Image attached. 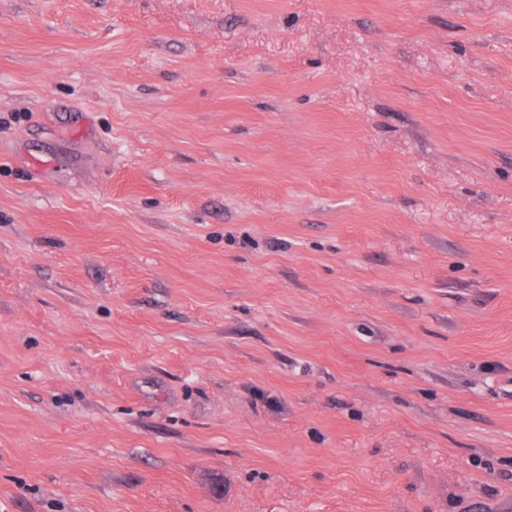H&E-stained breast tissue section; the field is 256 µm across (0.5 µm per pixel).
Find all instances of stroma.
I'll return each mask as SVG.
<instances>
[{"label":"stroma","instance_id":"1","mask_svg":"<svg viewBox=\"0 0 512 512\" xmlns=\"http://www.w3.org/2000/svg\"><path fill=\"white\" fill-rule=\"evenodd\" d=\"M0 512H512V0H0Z\"/></svg>","mask_w":512,"mask_h":512}]
</instances>
